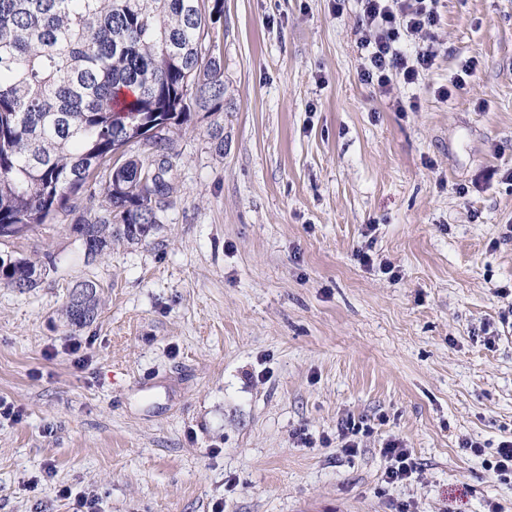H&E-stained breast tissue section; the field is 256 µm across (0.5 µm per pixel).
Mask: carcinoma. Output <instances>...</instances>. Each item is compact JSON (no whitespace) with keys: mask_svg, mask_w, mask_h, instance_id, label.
<instances>
[{"mask_svg":"<svg viewBox=\"0 0 512 512\" xmlns=\"http://www.w3.org/2000/svg\"><path fill=\"white\" fill-rule=\"evenodd\" d=\"M223 15L224 0H0V238L77 212L71 231L94 259L160 223L171 129L194 111L224 113V65L207 46ZM134 144L143 155L113 160ZM43 275L0 257L1 287L35 288ZM98 288L72 285L68 325L98 317Z\"/></svg>","mask_w":512,"mask_h":512,"instance_id":"1","label":"carcinoma"}]
</instances>
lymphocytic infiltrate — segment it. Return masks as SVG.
<instances>
[{"label": "lymphocytic infiltrate", "mask_w": 512, "mask_h": 512, "mask_svg": "<svg viewBox=\"0 0 512 512\" xmlns=\"http://www.w3.org/2000/svg\"><path fill=\"white\" fill-rule=\"evenodd\" d=\"M362 83L393 93L434 69L438 0H359Z\"/></svg>", "instance_id": "f902f5d3"}]
</instances>
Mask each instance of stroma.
I'll return each instance as SVG.
<instances>
[{"mask_svg": "<svg viewBox=\"0 0 512 512\" xmlns=\"http://www.w3.org/2000/svg\"><path fill=\"white\" fill-rule=\"evenodd\" d=\"M438 12L399 112L359 79L357 0H224V151L203 115L172 132L160 224L93 260L65 213L0 240L53 263L0 287L21 412L0 419V512H72L66 486L95 512H512L487 467L512 439V0ZM85 279L99 315L70 329ZM70 288L63 315L67 325L81 328L99 315V285L92 280H82ZM382 452L392 461V466L386 472L388 482H402L411 477L415 471V463L408 448H404L399 440H388Z\"/></svg>", "mask_w": 512, "mask_h": 512, "instance_id": "1", "label": "stroma"}]
</instances>
